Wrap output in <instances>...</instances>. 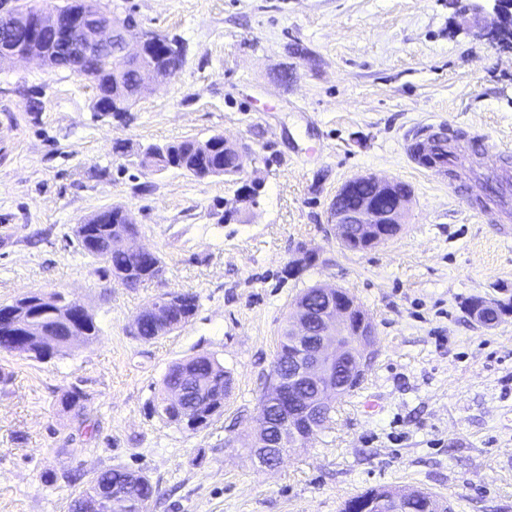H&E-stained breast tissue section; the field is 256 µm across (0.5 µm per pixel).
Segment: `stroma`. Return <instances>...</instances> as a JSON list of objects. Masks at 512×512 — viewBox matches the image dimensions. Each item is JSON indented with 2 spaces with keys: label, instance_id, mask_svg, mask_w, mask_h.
Here are the masks:
<instances>
[{
  "label": "stroma",
  "instance_id": "35a3bbf8",
  "mask_svg": "<svg viewBox=\"0 0 512 512\" xmlns=\"http://www.w3.org/2000/svg\"><path fill=\"white\" fill-rule=\"evenodd\" d=\"M185 46L174 77L126 121L95 112L85 77L34 59L0 64V304L63 292L101 328L47 362L0 353V512H69L101 470L147 475V512H340L370 488L425 490L453 512H512V237L416 169L404 136L450 123L512 152V52L462 26L451 0H97ZM249 148L259 203L224 222L240 177L147 172L142 148L214 134ZM361 175L408 184L399 234L365 251L329 206ZM121 205L161 279L92 272L74 230ZM314 268L288 277L300 251ZM347 289L369 312L374 358L328 427L275 469L250 446L278 337L306 288ZM193 292L196 315L149 342L134 317ZM503 306L481 324L467 301ZM214 355L234 384L206 428L152 411L169 366ZM82 410L61 404L72 389ZM376 399L380 407L366 412ZM94 433H87V424Z\"/></svg>",
  "mask_w": 512,
  "mask_h": 512
}]
</instances>
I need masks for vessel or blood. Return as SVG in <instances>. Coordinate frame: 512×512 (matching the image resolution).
Wrapping results in <instances>:
<instances>
[{
    "label": "vessel or blood",
    "instance_id": "obj_1",
    "mask_svg": "<svg viewBox=\"0 0 512 512\" xmlns=\"http://www.w3.org/2000/svg\"><path fill=\"white\" fill-rule=\"evenodd\" d=\"M447 140L448 157L438 162L434 148L439 140ZM482 134L461 126H441L439 132L425 136L420 129L411 130L404 138V150L409 160L423 171L447 172L454 181L457 194L468 195L472 216L481 218L491 214H512V164L507 159L490 158ZM481 144L487 161L478 169H468V148Z\"/></svg>",
    "mask_w": 512,
    "mask_h": 512
}]
</instances>
